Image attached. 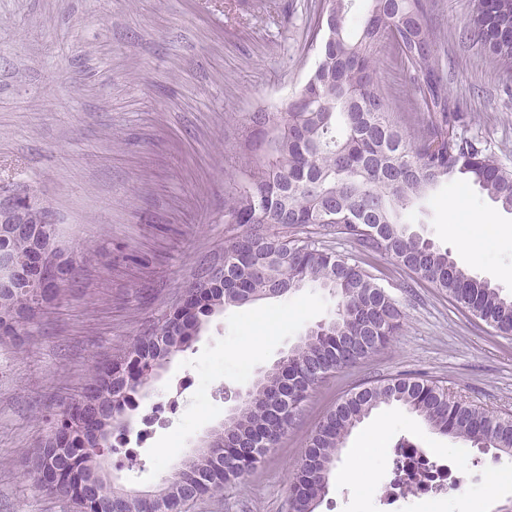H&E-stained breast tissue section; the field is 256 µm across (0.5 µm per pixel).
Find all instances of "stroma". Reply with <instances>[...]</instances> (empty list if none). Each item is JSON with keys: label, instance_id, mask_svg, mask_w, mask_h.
<instances>
[{"label": "stroma", "instance_id": "obj_1", "mask_svg": "<svg viewBox=\"0 0 512 512\" xmlns=\"http://www.w3.org/2000/svg\"><path fill=\"white\" fill-rule=\"evenodd\" d=\"M323 0H0V184L30 188L53 210L76 252L73 277L18 347L0 345V512H74L35 490L20 457L77 397L94 363L159 322L199 260L224 246V184L251 112L279 105L313 68V23ZM475 0H433L440 64L472 135L512 168V74L467 37ZM376 81L394 114L415 93L391 46L377 56ZM499 231L480 263L470 259L480 217ZM414 230L447 249L472 275L512 295V214L477 188L441 186L410 213ZM402 301L397 336L365 362L336 372L305 403L278 448L241 483L207 495L188 512H288L291 476L324 414L357 385L383 376H424L468 400L512 414V339L496 336L445 295L416 283L382 256L366 257ZM337 299L306 287L278 299L216 312L190 348L158 369L160 393L197 372L211 375L205 405L184 392L181 408L140 447L136 464L112 455L125 487L154 490L163 452H192L220 424L229 393L246 390L305 331L329 320ZM269 339L249 362L237 351L256 318ZM384 423L379 441L367 434ZM409 441L433 456L463 460L472 483L460 496L485 512L512 505V484L484 501L489 464L460 457L461 440L430 430L404 408L374 410L348 437L315 512H379L394 450ZM355 473L376 490L359 499Z\"/></svg>", "mask_w": 512, "mask_h": 512}]
</instances>
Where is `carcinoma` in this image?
<instances>
[{
	"label": "carcinoma",
	"mask_w": 512,
	"mask_h": 512,
	"mask_svg": "<svg viewBox=\"0 0 512 512\" xmlns=\"http://www.w3.org/2000/svg\"><path fill=\"white\" fill-rule=\"evenodd\" d=\"M314 22L316 61L281 106L248 116L250 136L224 193V250L202 258L186 297L157 324L96 363L81 398L56 414L47 435L23 455L45 493L70 498L77 512H182V507L245 479L259 462L252 445H279L301 404L337 371L384 347L401 326V302L360 261L313 239L333 234L360 254L384 255L445 294L501 336L512 337V296L472 276L411 230L406 212L443 183L478 188L512 213V169L467 135L473 116L448 93L428 24L429 0H370L356 37L347 34L351 0H325ZM466 34L512 72V0H476ZM389 44L419 92L422 111L398 122L375 82L378 48ZM0 224V344L30 334L27 325L60 293L43 287L39 258L46 225ZM312 285L338 299L335 316L307 329L285 358L261 375L224 423L175 465L163 485L131 495L94 473L114 453L110 437L155 371L188 347L217 309L286 296ZM400 405L433 431L484 448L491 461L512 457V414H496L423 376L364 382L327 411L292 477L289 512H314L351 432L383 405Z\"/></svg>",
	"instance_id": "obj_1"
}]
</instances>
